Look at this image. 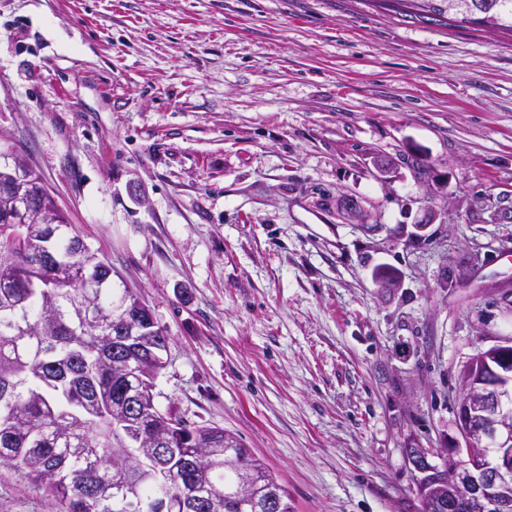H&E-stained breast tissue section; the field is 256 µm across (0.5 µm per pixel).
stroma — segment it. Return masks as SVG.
<instances>
[{
	"label": "stroma",
	"mask_w": 512,
	"mask_h": 512,
	"mask_svg": "<svg viewBox=\"0 0 512 512\" xmlns=\"http://www.w3.org/2000/svg\"><path fill=\"white\" fill-rule=\"evenodd\" d=\"M417 10L0 0V151L168 336L156 405L294 512H422L407 449L447 459L463 371L512 339V32ZM53 510L0 464V512Z\"/></svg>",
	"instance_id": "obj_1"
}]
</instances>
